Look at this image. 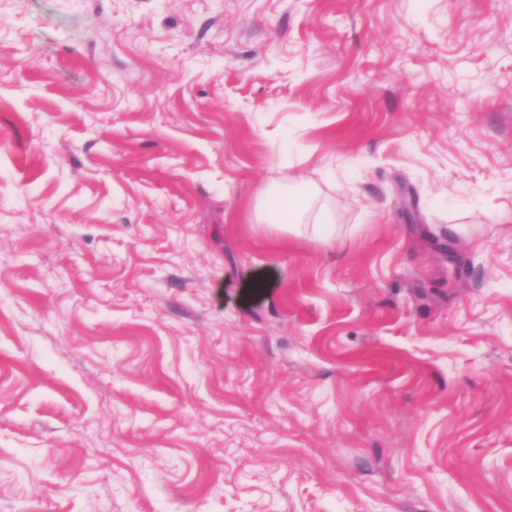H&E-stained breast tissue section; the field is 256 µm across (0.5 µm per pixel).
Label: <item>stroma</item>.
<instances>
[{"instance_id": "stroma-1", "label": "stroma", "mask_w": 512, "mask_h": 512, "mask_svg": "<svg viewBox=\"0 0 512 512\" xmlns=\"http://www.w3.org/2000/svg\"><path fill=\"white\" fill-rule=\"evenodd\" d=\"M0 512H512V0H0ZM316 198L315 188L304 182L267 188L258 201V221L274 230L286 228L295 233L302 228L309 231L310 227L314 238L329 240L336 234V226L324 218L321 210L313 214ZM310 222L313 224H307Z\"/></svg>"}]
</instances>
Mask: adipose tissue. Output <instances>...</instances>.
I'll use <instances>...</instances> for the list:
<instances>
[{
  "instance_id": "adipose-tissue-1",
  "label": "adipose tissue",
  "mask_w": 512,
  "mask_h": 512,
  "mask_svg": "<svg viewBox=\"0 0 512 512\" xmlns=\"http://www.w3.org/2000/svg\"><path fill=\"white\" fill-rule=\"evenodd\" d=\"M317 193L311 184L300 182L288 187H271L260 196L257 218L267 227L278 230L309 228L319 240L331 239L336 227L314 209Z\"/></svg>"
}]
</instances>
